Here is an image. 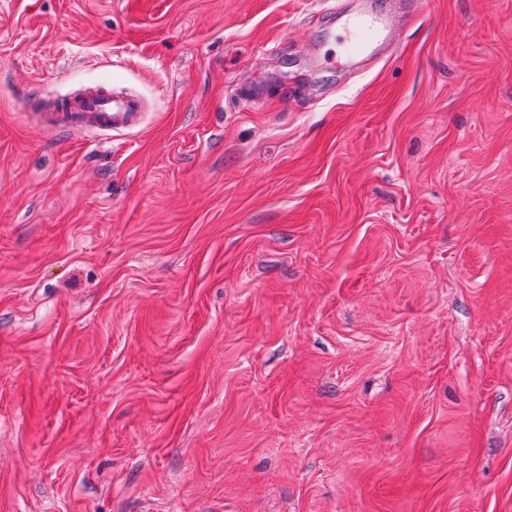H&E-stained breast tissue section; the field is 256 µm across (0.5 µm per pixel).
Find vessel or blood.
Listing matches in <instances>:
<instances>
[{
  "mask_svg": "<svg viewBox=\"0 0 512 512\" xmlns=\"http://www.w3.org/2000/svg\"><path fill=\"white\" fill-rule=\"evenodd\" d=\"M418 11L419 0H389L386 12L364 7L360 14L338 13L347 38L336 56L337 69L343 73H361L392 55L397 47V33L402 10ZM147 109V102L133 94L118 95L98 87L80 96L55 99L50 111L39 113L47 128L60 130L82 140H96L137 129Z\"/></svg>",
  "mask_w": 512,
  "mask_h": 512,
  "instance_id": "vessel-or-blood-1",
  "label": "vessel or blood"
}]
</instances>
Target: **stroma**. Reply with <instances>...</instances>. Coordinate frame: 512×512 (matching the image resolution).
Instances as JSON below:
<instances>
[{"mask_svg":"<svg viewBox=\"0 0 512 512\" xmlns=\"http://www.w3.org/2000/svg\"><path fill=\"white\" fill-rule=\"evenodd\" d=\"M359 3L0 0V512H512V0ZM418 0H389L386 13L371 9L372 3L365 4L360 14L347 17L344 12L336 15V20L346 31L347 38L336 55V59L326 54H316L314 64L330 60L345 74L361 73L368 67L392 55L397 47V33L400 26L401 10L417 12ZM146 109V100L138 95L112 94L94 87L77 97L55 99L51 112L36 115L47 128L93 141L139 128Z\"/></svg>","mask_w":512,"mask_h":512,"instance_id":"35a3bbf8","label":"stroma"}]
</instances>
